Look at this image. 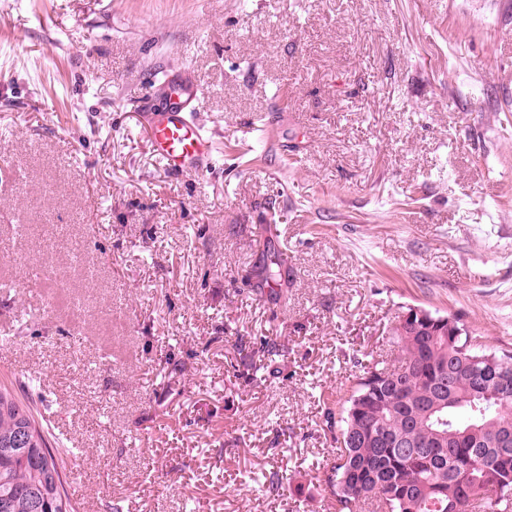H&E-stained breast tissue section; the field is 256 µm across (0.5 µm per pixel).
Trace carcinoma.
<instances>
[{
	"label": "carcinoma",
	"instance_id": "1",
	"mask_svg": "<svg viewBox=\"0 0 512 512\" xmlns=\"http://www.w3.org/2000/svg\"><path fill=\"white\" fill-rule=\"evenodd\" d=\"M260 224L254 245L264 263L251 276L270 302L288 300V256L271 248ZM396 364H362L348 393L323 408L338 445L321 486L336 512H509L512 506V398L499 371L512 351L492 350L461 322L429 309L413 313L392 335ZM258 352L281 356L264 337ZM73 455L38 426L29 406L0 390V512H76L65 488Z\"/></svg>",
	"mask_w": 512,
	"mask_h": 512
}]
</instances>
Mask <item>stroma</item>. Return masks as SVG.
Wrapping results in <instances>:
<instances>
[{
    "label": "stroma",
    "instance_id": "obj_1",
    "mask_svg": "<svg viewBox=\"0 0 512 512\" xmlns=\"http://www.w3.org/2000/svg\"><path fill=\"white\" fill-rule=\"evenodd\" d=\"M173 67L204 173L140 123ZM417 305L512 350V0H0V387L38 377L80 512H332L322 404ZM270 231V227L259 224L254 239V245L262 248L264 263L256 268L251 276L252 287L263 297L265 288L276 286L277 288L267 289V299L270 302L278 303L288 300V277L290 268L288 267V256L279 250L271 248V240L264 237V233ZM266 257V259H265Z\"/></svg>",
    "mask_w": 512,
    "mask_h": 512
}]
</instances>
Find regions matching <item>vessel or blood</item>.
Listing matches in <instances>:
<instances>
[{
	"mask_svg": "<svg viewBox=\"0 0 512 512\" xmlns=\"http://www.w3.org/2000/svg\"><path fill=\"white\" fill-rule=\"evenodd\" d=\"M166 100L144 102L142 119L150 136V148L159 165L169 174L201 173L216 159L215 139L196 118L199 91L179 74L165 73Z\"/></svg>",
	"mask_w": 512,
	"mask_h": 512,
	"instance_id": "b4317fda",
	"label": "vessel or blood"
}]
</instances>
